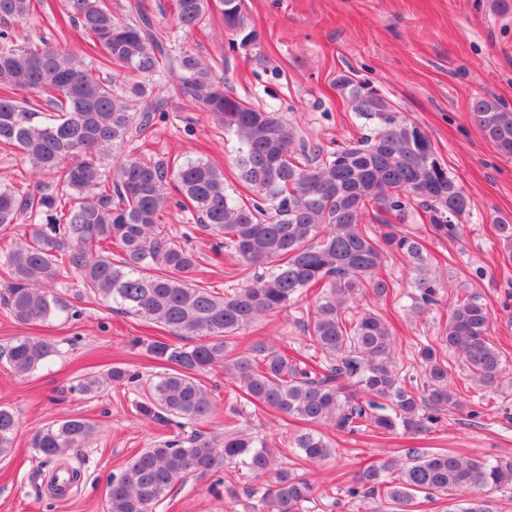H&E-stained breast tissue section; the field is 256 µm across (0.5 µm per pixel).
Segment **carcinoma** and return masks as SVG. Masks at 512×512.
<instances>
[{"instance_id":"carcinoma-1","label":"carcinoma","mask_w":512,"mask_h":512,"mask_svg":"<svg viewBox=\"0 0 512 512\" xmlns=\"http://www.w3.org/2000/svg\"><path fill=\"white\" fill-rule=\"evenodd\" d=\"M124 22L103 0H67L68 21L81 31L88 53L119 72L105 80L77 55L39 38L18 40L9 23L36 20L35 0H0V150L20 151L35 189L0 183V233L21 228L0 251L6 277L0 300L20 325L45 323L69 310L61 295L64 270L80 278L95 298L141 317L154 328L195 343L174 344L161 334L134 345L164 366L147 380L136 403L145 420L175 418L188 434L159 441L135 454L110 478L106 512H155L192 477L240 464L257 476L276 471L253 512H304L319 495L310 480L275 470L276 449L241 429L207 436L196 425L212 401L200 376L219 367L245 402L265 406L304 424H329L339 432L417 436L443 416L481 415V403H466L453 388L448 356H458L474 390L506 373L500 349L489 336L491 314L478 292L450 303L440 336L422 342L416 355L423 387L401 377L390 323L370 312L348 314L366 294L386 299L392 283L379 270L392 254L420 275L414 310L439 302L440 285L427 269L424 240L387 224L373 235L372 215L403 221L415 208L429 213L430 231L455 241L470 199L439 159L428 135L377 89L346 76L337 81L368 132L334 148L296 136L278 110L255 105L225 90V80L190 51L172 53L154 20L134 7ZM219 11L228 50L257 48L259 33L245 0H174L175 25L192 31ZM139 78L158 84V96L141 112L131 100L146 94ZM30 91L49 112L18 97ZM181 112L209 113L238 141L237 177L248 191L234 197L224 170L208 159L121 154V147L163 120L170 100ZM471 118L496 151L512 157V111L495 98L480 97ZM112 154V166L102 156ZM178 208L197 218L173 233L165 218ZM28 223L19 225L17 220ZM213 238L216 256L226 251L239 265L260 272L245 286L220 293L197 277L200 253L194 235ZM120 259H112V249ZM319 289L302 328L312 366L288 350L254 342L235 351L234 338L271 313L295 305ZM57 353L50 341L17 336L0 351L12 370L30 375ZM137 383L140 374L114 366L102 378L83 375L70 386L82 396L105 382ZM94 424L72 416L36 430L30 446L46 461L90 442ZM19 433L16 412L0 405V458L10 456ZM298 457L320 463L335 455L322 434L305 429L292 439ZM393 459L360 466L348 481L347 497L377 498L382 512H415L419 495L436 502L452 493L448 512H494L493 501L468 495L512 487V459L488 461L454 452L405 449Z\"/></svg>"}]
</instances>
